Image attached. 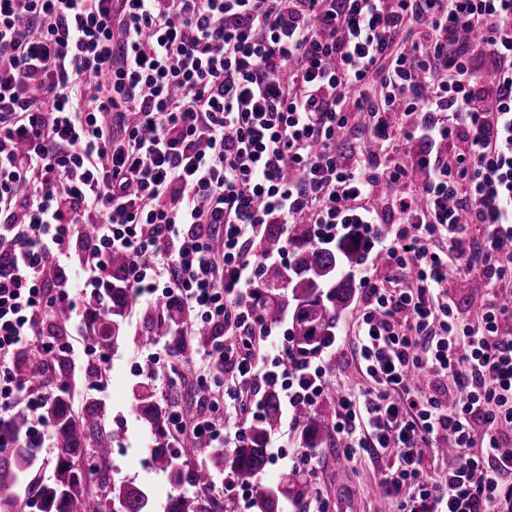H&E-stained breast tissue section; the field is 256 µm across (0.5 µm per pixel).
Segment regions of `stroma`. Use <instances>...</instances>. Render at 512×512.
Masks as SVG:
<instances>
[{
	"label": "stroma",
	"instance_id": "35a3bbf8",
	"mask_svg": "<svg viewBox=\"0 0 512 512\" xmlns=\"http://www.w3.org/2000/svg\"><path fill=\"white\" fill-rule=\"evenodd\" d=\"M145 304L134 302L128 308L126 326L117 344L111 345L112 367L107 374H99L96 365L88 363L82 354L65 358L64 362H53L52 368L59 380L68 385L75 416H82L88 406L102 411L101 435L108 439L112 455L100 462L92 458L80 461L85 472L88 492L106 496L107 488L102 477L120 482H133L150 489L155 505H164L174 489H182L188 495L197 490L190 484L174 486L168 472L157 468L151 450L157 439L168 442L186 466L200 461L205 449L196 443L186 431H175L166 426L163 436H156L137 409L138 387H146L154 400L167 412L197 413L199 393L196 378L208 362L207 351L195 353L190 372L179 379L175 389H167L161 381H151L139 375L136 364L138 350L146 342L138 331L144 326ZM316 470L300 468L299 474L318 492L334 504L337 512H376L381 498L380 477L386 460H377L365 454L347 459L339 456L329 444H322Z\"/></svg>",
	"mask_w": 512,
	"mask_h": 512
}]
</instances>
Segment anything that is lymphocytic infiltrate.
Listing matches in <instances>:
<instances>
[{
    "label": "lymphocytic infiltrate",
    "mask_w": 512,
    "mask_h": 512,
    "mask_svg": "<svg viewBox=\"0 0 512 512\" xmlns=\"http://www.w3.org/2000/svg\"><path fill=\"white\" fill-rule=\"evenodd\" d=\"M267 224L386 257L359 276L365 384L338 393L337 451L390 455L397 512H512V0H0V452L52 439L55 389L20 355L50 368L73 330L110 364L87 300L117 253L130 299L209 327L232 375L220 398L199 376L195 438L242 442L220 400L259 419L247 386L317 407L343 339L302 354L262 320L253 288L290 255L255 249ZM474 275L471 312L451 283Z\"/></svg>",
    "instance_id": "f902f5d3"
}]
</instances>
